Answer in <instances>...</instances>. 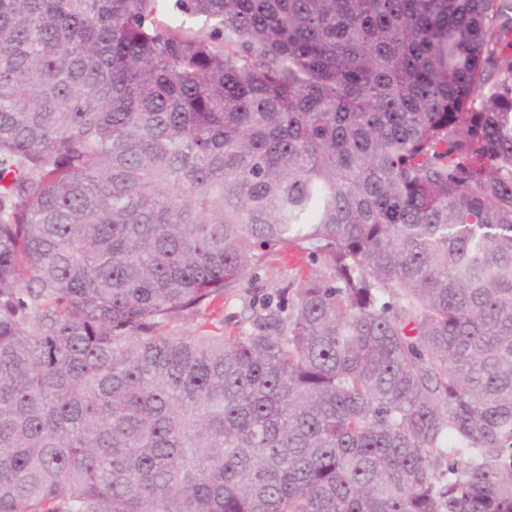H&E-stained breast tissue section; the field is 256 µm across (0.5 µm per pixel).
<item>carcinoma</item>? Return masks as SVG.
<instances>
[{"instance_id": "cac0c4a2", "label": "carcinoma", "mask_w": 512, "mask_h": 512, "mask_svg": "<svg viewBox=\"0 0 512 512\" xmlns=\"http://www.w3.org/2000/svg\"><path fill=\"white\" fill-rule=\"evenodd\" d=\"M159 2L0 0V512H512V2ZM263 256L248 275L223 298L207 303L200 313L184 321V328L195 331L205 320L221 326L224 334L235 332L247 323V317L253 309H258L269 298L276 299L288 288L294 278V272L305 271L310 266L305 254H300V262L293 254L281 251L280 246L263 250Z\"/></svg>"}]
</instances>
